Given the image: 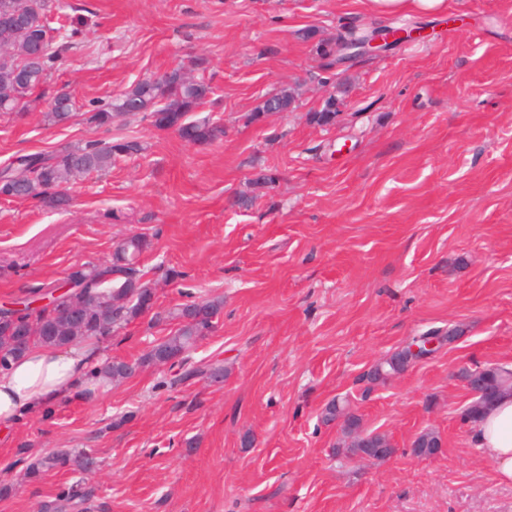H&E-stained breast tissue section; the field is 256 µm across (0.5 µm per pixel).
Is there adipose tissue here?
Wrapping results in <instances>:
<instances>
[{
	"label": "adipose tissue",
	"instance_id": "adipose-tissue-1",
	"mask_svg": "<svg viewBox=\"0 0 512 512\" xmlns=\"http://www.w3.org/2000/svg\"><path fill=\"white\" fill-rule=\"evenodd\" d=\"M101 351L91 342L70 347L35 345L0 366V429L9 430L64 397L93 388ZM473 441L502 483L512 484V392L501 394L474 426Z\"/></svg>",
	"mask_w": 512,
	"mask_h": 512
}]
</instances>
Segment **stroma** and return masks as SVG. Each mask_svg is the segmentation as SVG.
Segmentation results:
<instances>
[{"mask_svg": "<svg viewBox=\"0 0 512 512\" xmlns=\"http://www.w3.org/2000/svg\"><path fill=\"white\" fill-rule=\"evenodd\" d=\"M60 2L75 46L23 118L0 113V166L103 137L48 123L61 86L86 111L198 55L214 88L202 112L226 133L192 145L130 114L112 132L144 151L72 182L66 209L0 200V304L144 234L155 311L188 293L223 298L186 358L222 363L224 377L147 365L0 435V512H38L78 480L94 496L65 512H512V486L472 441L465 380L512 368V0L409 16L411 39L342 68L344 94L325 81L316 38L404 19H375L361 0ZM288 86L296 110L248 122ZM333 95L335 124L310 122ZM234 195L249 205L228 207ZM452 328L428 358L368 379L412 338ZM169 331L145 316L99 346L133 361ZM334 399L396 455L346 451L343 419L322 421ZM429 431L441 450L414 454ZM70 448L99 468L26 476L27 457Z\"/></svg>", "mask_w": 512, "mask_h": 512, "instance_id": "1", "label": "stroma"}]
</instances>
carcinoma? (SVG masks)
Segmentation results:
<instances>
[{
  "instance_id": "cac0c4a2",
  "label": "carcinoma",
  "mask_w": 512,
  "mask_h": 512,
  "mask_svg": "<svg viewBox=\"0 0 512 512\" xmlns=\"http://www.w3.org/2000/svg\"><path fill=\"white\" fill-rule=\"evenodd\" d=\"M0 7L18 12L23 23L17 27L0 25V50L6 56L0 59V112L24 115L29 98L44 84L60 55L56 34L59 29L50 26L51 14L61 9L59 0H0ZM373 30L351 28L339 33V38L359 46L369 42ZM336 37L321 39L315 52L321 67L333 66ZM42 49L41 58L33 61L31 52ZM26 72V80L14 78V72ZM213 94L211 83L200 77L187 81L176 72L156 79H144L110 101L97 106L86 121L105 131H110L116 119L130 113L141 112L157 130H175L187 142L206 145L224 135V128L210 119L192 118ZM338 100L329 97L318 112L309 113L310 122L331 126L336 122ZM75 117L72 93L63 88L55 93L49 103L46 118L53 124H65ZM143 145L135 137L121 136L67 143L50 152H36L16 157L0 167V197L4 199L26 198L60 209L69 204L67 185L76 178L91 173H104L122 157L138 154ZM150 247L149 240L134 235L121 242L112 259L102 265L81 266L70 272L68 278L82 287V294H61L58 305L41 308L35 318L26 313L16 318L11 313H0V366L8 359L21 356L35 344L69 346L92 338L110 336L125 325L149 313L155 304L154 293L143 280L137 266L138 257ZM81 305V330L74 332L63 315V309ZM221 299L191 301L179 304L165 312L155 313L152 320L174 321L177 328L158 339L157 351H169L179 356L176 366L183 365L185 354L214 328L223 309ZM409 351L402 349L377 365L371 371L374 378L389 376L404 370ZM127 364L123 360L105 361L94 370V378L118 382L127 376ZM466 380L473 388L482 386L490 390V396L480 398L469 407L468 416L478 421L481 413L493 404V400L505 391L512 392V371L506 367L485 369L479 374L467 373ZM346 417L348 433L360 431L359 418L352 415L346 404L331 401L325 408L324 420ZM95 464L84 452L60 450L40 456L26 468L28 476H38L57 467L71 465L87 471ZM91 497V491L75 484L62 491L57 504H43L40 512H59L64 504L73 501L83 503Z\"/></svg>"
}]
</instances>
